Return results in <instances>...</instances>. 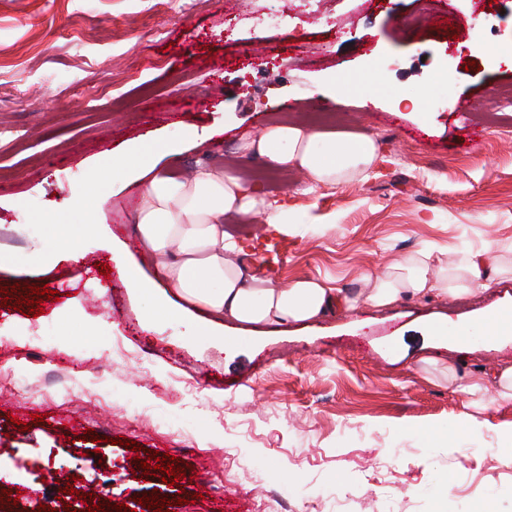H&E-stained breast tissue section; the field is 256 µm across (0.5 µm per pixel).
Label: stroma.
<instances>
[{
    "mask_svg": "<svg viewBox=\"0 0 512 512\" xmlns=\"http://www.w3.org/2000/svg\"><path fill=\"white\" fill-rule=\"evenodd\" d=\"M318 2L308 15L288 0H238L240 13L286 26L274 37L232 20L225 0H0V290L22 303L0 307V490L49 466L38 501L51 507L77 476L98 503L154 492L175 512H214L219 482L224 512H257L243 486L287 491L292 512L313 499L320 512H512V457L500 450L512 400L472 434L452 385L421 369L426 357L472 371L511 361L512 347L488 349L474 323L512 305V278L462 298L342 305L314 322L228 319L223 333L199 336L192 315L154 317L176 296L142 251L138 185L95 180L113 154L146 144L175 175L201 163L231 172L288 217L280 285L316 278L348 292L425 243L512 247V139L496 133L512 119V10L477 19L476 0L440 9L451 29L475 19L488 47H462L460 73L445 42L397 25L415 0L356 14L353 0ZM444 84L447 101L435 96ZM314 112L328 113L323 130L374 141L367 176L315 187L294 167L256 177L242 141L274 122L310 127ZM477 128L485 138L473 151ZM92 187L107 219L73 255L45 219L81 223L73 206ZM129 252L138 289L121 266ZM44 285L61 298L35 317L24 300ZM47 324L52 347L32 349L27 337ZM444 328L467 330L466 357ZM164 416L190 421V433L160 427ZM435 426L448 447H436ZM131 441L165 449L187 480L143 474Z\"/></svg>",
    "mask_w": 512,
    "mask_h": 512,
    "instance_id": "obj_1",
    "label": "stroma"
}]
</instances>
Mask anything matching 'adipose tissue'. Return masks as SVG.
Returning a JSON list of instances; mask_svg holds the SVG:
<instances>
[{"label":"adipose tissue","mask_w":512,"mask_h":512,"mask_svg":"<svg viewBox=\"0 0 512 512\" xmlns=\"http://www.w3.org/2000/svg\"><path fill=\"white\" fill-rule=\"evenodd\" d=\"M242 148L268 168L296 167L323 184L363 177L376 154L372 140L363 135L284 124L268 126L259 137L245 140ZM112 173L139 182L136 224L141 244L177 297L199 311L195 327L201 335L222 328L227 318L247 325L306 322L340 303L386 307L404 296L456 298L512 276V257L494 255L492 248L461 251L448 263L437 259L435 247L426 245L385 270L364 273L365 287L354 296L313 279L278 287L248 275L235 259L237 245L224 234V217L231 212L261 214L279 231L290 230L284 213L258 199L239 178L207 167L175 178L133 156L113 159ZM424 366L435 383L453 384L465 408L462 421L472 432L483 429L484 415L495 400L512 399V363L479 377L458 374L431 358Z\"/></svg>","instance_id":"adipose-tissue-1"}]
</instances>
